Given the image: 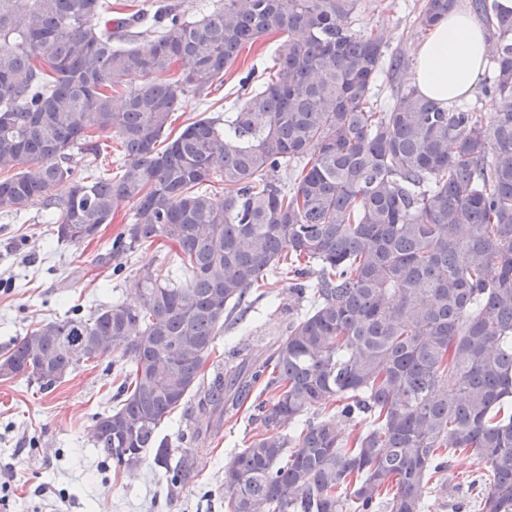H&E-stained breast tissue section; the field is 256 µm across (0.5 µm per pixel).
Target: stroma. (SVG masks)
I'll list each match as a JSON object with an SVG mask.
<instances>
[{
	"label": "stroma",
	"mask_w": 512,
	"mask_h": 512,
	"mask_svg": "<svg viewBox=\"0 0 512 512\" xmlns=\"http://www.w3.org/2000/svg\"><path fill=\"white\" fill-rule=\"evenodd\" d=\"M354 18L355 29L382 33L388 51L414 60L425 31L419 24L424 0H365ZM276 38L269 35L246 46L224 76V84L207 96H183L171 129L180 132L201 114H224L228 97L249 70L269 63ZM123 221L105 225L100 239L81 246L58 242L36 206L21 214L0 211V347L26 331L72 312L88 313L112 301H130V282L117 280L111 266L98 263ZM303 306L281 279L270 295L255 301L237 325L224 330L215 368L228 344L250 343L253 354L265 352L263 337L279 335L289 314ZM113 355L98 358L48 391L22 379H0V475L11 490L0 512H224V461L244 448L254 433L248 413L226 420L219 435L199 445L196 464L176 495H169L153 452L128 469L113 470L94 446L96 416L111 405L116 389ZM478 460L468 454L455 461L453 474H440L428 493L431 512H478Z\"/></svg>",
	"instance_id": "1"
}]
</instances>
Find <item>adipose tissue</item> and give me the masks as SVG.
Here are the masks:
<instances>
[{
    "mask_svg": "<svg viewBox=\"0 0 512 512\" xmlns=\"http://www.w3.org/2000/svg\"><path fill=\"white\" fill-rule=\"evenodd\" d=\"M486 50L483 23L463 8L449 13L416 48L417 91L446 106L469 96L488 65Z\"/></svg>",
    "mask_w": 512,
    "mask_h": 512,
    "instance_id": "1",
    "label": "adipose tissue"
}]
</instances>
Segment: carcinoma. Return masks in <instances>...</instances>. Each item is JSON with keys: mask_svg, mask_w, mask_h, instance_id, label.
Instances as JSON below:
<instances>
[{"mask_svg": "<svg viewBox=\"0 0 512 512\" xmlns=\"http://www.w3.org/2000/svg\"><path fill=\"white\" fill-rule=\"evenodd\" d=\"M16 2L0 0V171H20L0 180V210L38 204L76 246L130 205L101 261L137 303L48 321L0 349V367L46 390L97 338L118 385L95 447L116 470L155 450L172 494L195 456L174 455L165 420L208 417L181 432L191 445L248 406L255 434L224 463L225 512H429L428 485L464 451L492 476L479 512H512V9L470 3L501 106L486 116L409 85L378 105L379 74L408 61L353 29L360 0H217L192 16L141 0L118 18L112 0ZM457 4L425 0L420 25ZM270 34L272 65L224 117L165 137L185 93ZM112 138L120 173L76 177L75 146L93 163ZM155 242L166 272L132 269ZM281 277L306 312L267 358L235 346L205 377L224 327Z\"/></svg>", "mask_w": 512, "mask_h": 512, "instance_id": "obj_1", "label": "carcinoma"}]
</instances>
